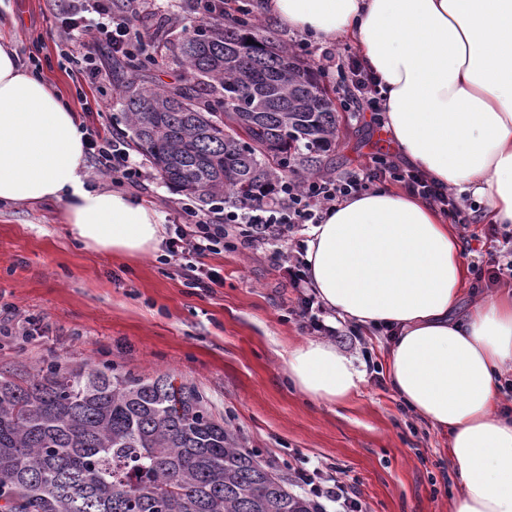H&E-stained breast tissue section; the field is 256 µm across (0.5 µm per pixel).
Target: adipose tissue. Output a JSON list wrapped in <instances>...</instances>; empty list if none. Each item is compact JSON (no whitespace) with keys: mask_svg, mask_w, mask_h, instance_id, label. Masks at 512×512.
Returning <instances> with one entry per match:
<instances>
[{"mask_svg":"<svg viewBox=\"0 0 512 512\" xmlns=\"http://www.w3.org/2000/svg\"><path fill=\"white\" fill-rule=\"evenodd\" d=\"M289 31L353 41L377 77L383 122L404 157L512 225V0H269ZM85 134L49 83L0 42V204L60 203L89 250L157 251L163 217L130 194L91 186ZM320 300L363 328L394 329L387 374L397 397L449 434L452 512H512V290L454 310L468 269L435 205L392 188L349 198L307 232ZM288 378L337 403L365 374L328 343L289 348Z\"/></svg>","mask_w":512,"mask_h":512,"instance_id":"adipose-tissue-1","label":"adipose tissue"}]
</instances>
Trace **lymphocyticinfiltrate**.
<instances>
[{"label": "lymphocytic infiltrate", "mask_w": 512, "mask_h": 512, "mask_svg": "<svg viewBox=\"0 0 512 512\" xmlns=\"http://www.w3.org/2000/svg\"><path fill=\"white\" fill-rule=\"evenodd\" d=\"M144 0H130L125 11L112 8V0H69L55 16L52 35L62 48L78 86L100 87L111 72L99 65V47H108L111 55L129 52L138 31L137 16ZM322 68L334 72L342 88L341 103L348 112L380 110L381 92L375 77L350 52L323 51ZM87 154L94 174L111 178L116 184L139 186L151 181L153 171L133 160L125 139L93 129L86 140ZM393 181L413 196L432 201L451 223L470 230L471 218L447 187L432 181L411 167H400L388 156L373 157L358 170L343 176L282 178L268 196L245 206L227 209L223 201H214L207 213H199L195 204L180 201L177 208L182 225L176 226L167 243L169 257L190 255L197 259L198 277L207 287L223 283L219 272L206 260L224 248L240 245L249 250L278 248L284 265V279L298 294V315L308 333L337 336L335 327L326 324V312L313 288L305 261L306 246L298 240V231L321 223L327 211L348 197L365 192L370 185ZM301 490L311 512H363V506L351 485L320 469H299L290 477Z\"/></svg>", "instance_id": "1"}]
</instances>
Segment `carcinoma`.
<instances>
[{
  "label": "carcinoma",
  "instance_id": "obj_1",
  "mask_svg": "<svg viewBox=\"0 0 512 512\" xmlns=\"http://www.w3.org/2000/svg\"><path fill=\"white\" fill-rule=\"evenodd\" d=\"M175 49L185 71L168 89L113 64L133 145L164 182L238 206L290 169L328 171L329 92L272 29L239 10L202 22ZM0 512L309 510L195 388L50 364L24 385L0 378Z\"/></svg>",
  "mask_w": 512,
  "mask_h": 512
}]
</instances>
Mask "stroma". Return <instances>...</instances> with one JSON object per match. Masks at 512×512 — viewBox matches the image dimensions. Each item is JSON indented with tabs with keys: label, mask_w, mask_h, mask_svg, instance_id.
<instances>
[{
	"label": "stroma",
	"mask_w": 512,
	"mask_h": 512,
	"mask_svg": "<svg viewBox=\"0 0 512 512\" xmlns=\"http://www.w3.org/2000/svg\"><path fill=\"white\" fill-rule=\"evenodd\" d=\"M55 0H0V37L43 59L42 73L67 101L76 121L112 133L126 131L124 108L105 87L100 113H84L76 87L50 34ZM143 20L163 24L166 37L149 42L150 87L175 84L183 67L177 38L199 23L185 0H145ZM330 155L334 172L397 156L378 141L368 118L338 114ZM133 196L154 204L165 230L182 218L180 191L157 179ZM190 259L168 264L158 255L128 258L74 241L61 205H0V306H11L28 327L0 335V377L25 381L50 361L69 370L110 365L134 375L168 374L194 387L211 415L235 430L279 476L289 468L337 470L366 512H451L448 436L395 395L383 372L385 334L340 323L338 351L375 365L347 399L317 404L288 382L284 355L308 340L297 295L268 251L224 250L210 267L223 287L187 285Z\"/></svg>",
	"instance_id": "1"
}]
</instances>
